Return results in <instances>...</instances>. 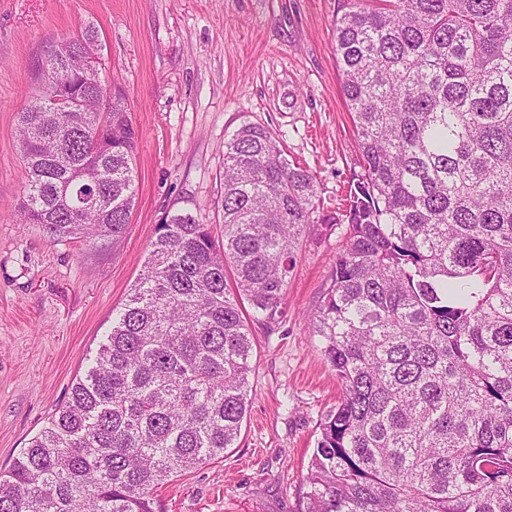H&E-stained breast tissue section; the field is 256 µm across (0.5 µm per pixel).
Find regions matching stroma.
<instances>
[{
    "instance_id": "stroma-1",
    "label": "stroma",
    "mask_w": 512,
    "mask_h": 512,
    "mask_svg": "<svg viewBox=\"0 0 512 512\" xmlns=\"http://www.w3.org/2000/svg\"><path fill=\"white\" fill-rule=\"evenodd\" d=\"M342 0H0V469L67 400L138 278L158 224L186 210L222 232L223 145L268 129L317 180L315 221L293 246L283 314L253 326L250 402L236 447L154 491L162 512H295L340 396L309 319L349 233L361 157L342 91ZM100 31L106 76L129 99L138 195L117 243L51 242L20 224L17 114L31 64L80 23Z\"/></svg>"
}]
</instances>
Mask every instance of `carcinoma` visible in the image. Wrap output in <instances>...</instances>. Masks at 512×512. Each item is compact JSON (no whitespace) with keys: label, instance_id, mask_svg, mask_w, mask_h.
<instances>
[{"label":"carcinoma","instance_id":"obj_1","mask_svg":"<svg viewBox=\"0 0 512 512\" xmlns=\"http://www.w3.org/2000/svg\"><path fill=\"white\" fill-rule=\"evenodd\" d=\"M336 55L361 171L311 318L340 383L299 512H512V0H347ZM100 38L88 24L67 52ZM64 52L18 112V223L117 241L137 196L127 96L54 112ZM316 178L270 131L224 142V234L167 214L67 401L7 470L0 512H158L155 487L224 455L254 337L281 314Z\"/></svg>","mask_w":512,"mask_h":512}]
</instances>
